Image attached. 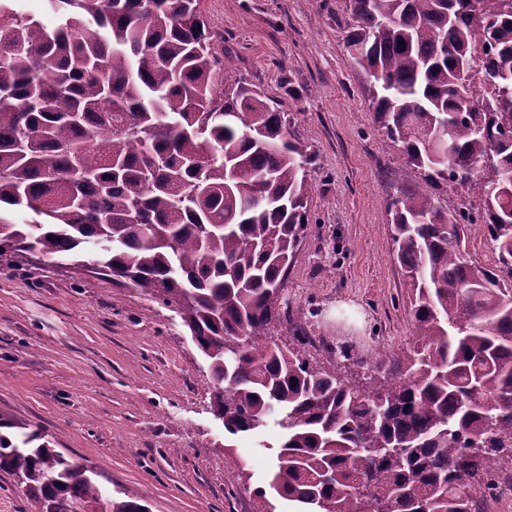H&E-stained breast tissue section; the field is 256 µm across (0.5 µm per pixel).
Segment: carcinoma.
<instances>
[{"instance_id":"1","label":"carcinoma","mask_w":512,"mask_h":512,"mask_svg":"<svg viewBox=\"0 0 512 512\" xmlns=\"http://www.w3.org/2000/svg\"><path fill=\"white\" fill-rule=\"evenodd\" d=\"M15 2L0 0V258L87 254L176 313L225 432L281 430L256 512H274L269 493L292 512H474L512 460V5L349 0L374 121L420 175L387 206L413 341L360 359L363 386L311 363L305 336L266 341L287 315L275 291L309 224L313 154L211 54L200 0H46L51 26ZM478 43L490 83L473 77ZM429 186L480 200L494 267L463 262L471 207L447 212ZM0 470L30 512H146L2 417Z\"/></svg>"}]
</instances>
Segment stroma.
Returning a JSON list of instances; mask_svg holds the SVG:
<instances>
[{"mask_svg": "<svg viewBox=\"0 0 512 512\" xmlns=\"http://www.w3.org/2000/svg\"><path fill=\"white\" fill-rule=\"evenodd\" d=\"M238 77L290 114L314 164L310 224L288 271L287 320L307 358L362 379L358 361L414 333L387 204L418 181L369 110L371 77L344 47L346 0H201ZM349 346L350 358L340 349ZM214 382L179 317L83 267L28 258L0 266V416L40 429L116 500L147 512H255L279 440L225 438ZM233 445L248 480L225 465Z\"/></svg>", "mask_w": 512, "mask_h": 512, "instance_id": "stroma-1", "label": "stroma"}]
</instances>
